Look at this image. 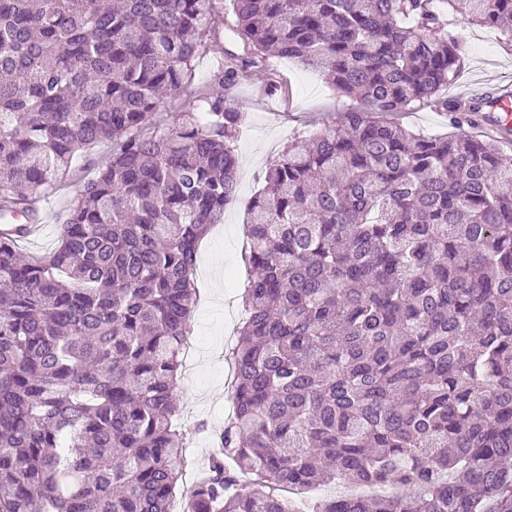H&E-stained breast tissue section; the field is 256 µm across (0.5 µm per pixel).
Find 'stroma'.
I'll return each instance as SVG.
<instances>
[{"label": "stroma", "instance_id": "stroma-1", "mask_svg": "<svg viewBox=\"0 0 512 512\" xmlns=\"http://www.w3.org/2000/svg\"><path fill=\"white\" fill-rule=\"evenodd\" d=\"M443 23L465 45L462 70L455 84L446 89L447 98L463 103L471 87L488 89L512 80V47L505 44L498 30L468 25L461 14H445ZM220 63L219 53L203 54L189 82L180 91L164 96L158 123L170 127L180 123L196 94L209 87ZM271 66L282 76L290 98L276 100L271 110L260 105L259 93L269 85L264 72L249 73L234 87L233 95L244 114L236 142L240 170L237 201L226 209L223 222L212 227L199 249L198 303L189 337L194 354L183 361L180 406L185 420L202 422L204 428L186 436L183 476L174 497L182 505L190 497L194 477L209 461L210 441L223 429L230 404L233 367L229 353L236 340L243 292L251 277L242 260L247 246L246 203L258 190L259 177L288 140L320 131L348 103L318 70L285 58L272 59ZM75 194L76 185L68 180L39 201L44 228L38 239L25 244L26 253L45 257L55 251L60 216Z\"/></svg>", "mask_w": 512, "mask_h": 512}]
</instances>
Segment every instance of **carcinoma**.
<instances>
[{
    "label": "carcinoma",
    "mask_w": 512,
    "mask_h": 512,
    "mask_svg": "<svg viewBox=\"0 0 512 512\" xmlns=\"http://www.w3.org/2000/svg\"><path fill=\"white\" fill-rule=\"evenodd\" d=\"M227 2L242 53L171 128L159 93L210 50L211 0H0V206L112 146L54 253L0 231V512H171L199 245L237 199L226 90L272 57L351 103L247 203L233 410L187 512H295L279 492L336 481L399 493L310 512H512V153L440 97L465 53L441 14L512 41V0ZM416 103L453 131L390 120Z\"/></svg>",
    "instance_id": "1"
}]
</instances>
